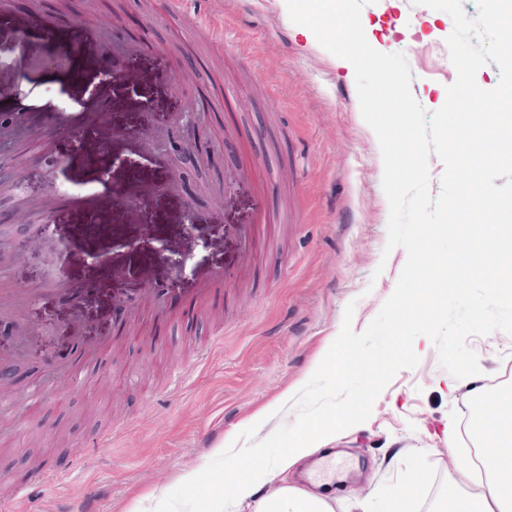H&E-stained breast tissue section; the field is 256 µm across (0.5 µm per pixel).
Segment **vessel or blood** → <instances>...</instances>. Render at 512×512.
Returning a JSON list of instances; mask_svg holds the SVG:
<instances>
[{
	"label": "vessel or blood",
	"mask_w": 512,
	"mask_h": 512,
	"mask_svg": "<svg viewBox=\"0 0 512 512\" xmlns=\"http://www.w3.org/2000/svg\"><path fill=\"white\" fill-rule=\"evenodd\" d=\"M118 18L104 15L91 32L63 24L50 14L16 9L0 0V44H20L25 65L0 67V140L24 141L34 152L52 146L59 172L88 193L66 200L46 192L16 214L27 222L31 210L63 225L62 246L75 257L71 276L34 288H16L0 276V311L25 322L34 293L56 294L60 303H96L124 318L159 305L168 313L182 306L173 292L162 255H175L206 219L190 199L176 197L173 173L156 150L161 127L153 116L162 107L145 43L121 35ZM57 76L58 92L72 108L62 112L40 101L36 90ZM271 216L254 211L250 223L224 227V261L182 271L191 304L200 305L224 286L238 260L252 251ZM354 462L335 450L306 472V490L330 493L353 475Z\"/></svg>",
	"instance_id": "vessel-or-blood-1"
}]
</instances>
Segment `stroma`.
<instances>
[{"mask_svg": "<svg viewBox=\"0 0 512 512\" xmlns=\"http://www.w3.org/2000/svg\"><path fill=\"white\" fill-rule=\"evenodd\" d=\"M82 30L99 14L122 34L146 41L163 83L165 129L158 149L179 190L205 214L223 217L182 253L191 263L220 259L224 227L258 207L275 220L266 244L229 278L234 297L211 307L118 322L86 310L68 326L53 296L34 298L30 332L15 334L0 314V512H205L209 485L223 479L227 441L246 446L256 427L265 439L291 424V401L339 335L346 306L360 333L393 294L407 260L388 248L389 203L379 140L364 121L353 67L292 22L285 0H18ZM362 17L369 44L403 54L414 98L432 113L457 78L446 12L412 0H372ZM197 142L184 157V141ZM0 178L21 169L20 190L0 195V273L24 288L68 276L60 225L41 217L14 224L13 211L52 187L64 188L54 156L30 158L12 147ZM25 250H16L17 241ZM478 380L495 395L512 385V336L494 331L466 341ZM416 368L403 369L374 402L370 418L337 434L332 445L368 465L339 494L334 512H382L404 490L410 512H437L451 453L468 455L472 438H448L471 410L469 379L456 395L433 342L417 337ZM40 402L28 412L30 398ZM111 434L112 444L94 441ZM47 449L45 466L67 472L59 485H32L28 451ZM197 471L196 484L181 482Z\"/></svg>", "mask_w": 512, "mask_h": 512, "instance_id": "35a3bbf8", "label": "stroma"}]
</instances>
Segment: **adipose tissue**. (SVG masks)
<instances>
[{"mask_svg": "<svg viewBox=\"0 0 512 512\" xmlns=\"http://www.w3.org/2000/svg\"><path fill=\"white\" fill-rule=\"evenodd\" d=\"M468 395L473 406L470 429L480 441L475 459L463 458L455 464L448 481L449 512H512V388L496 393L500 411L493 417L481 408L486 397L482 386L472 387ZM312 453V447L295 445L253 466L249 477L242 478L236 468L240 450L224 449V480L212 486L208 512H333L323 496L281 478Z\"/></svg>", "mask_w": 512, "mask_h": 512, "instance_id": "1", "label": "adipose tissue"}]
</instances>
